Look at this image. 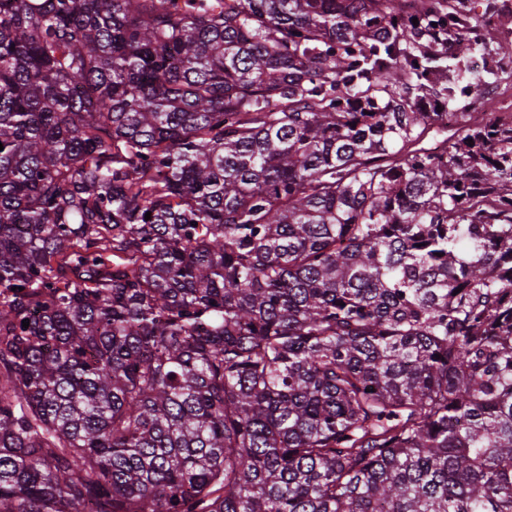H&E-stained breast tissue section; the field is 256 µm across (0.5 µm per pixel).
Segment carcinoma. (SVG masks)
I'll return each instance as SVG.
<instances>
[{"instance_id":"obj_1","label":"carcinoma","mask_w":512,"mask_h":512,"mask_svg":"<svg viewBox=\"0 0 512 512\" xmlns=\"http://www.w3.org/2000/svg\"><path fill=\"white\" fill-rule=\"evenodd\" d=\"M488 14L0 0V512H512Z\"/></svg>"}]
</instances>
